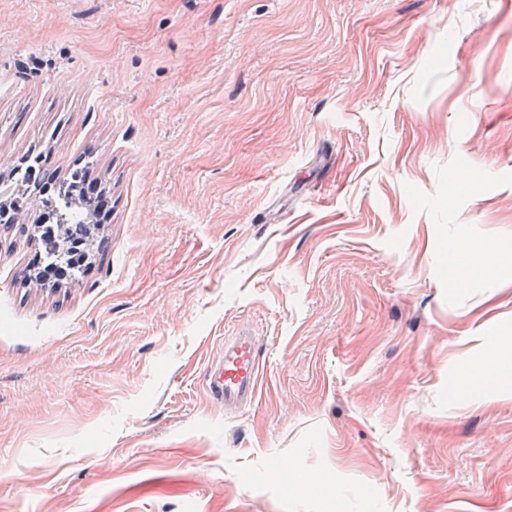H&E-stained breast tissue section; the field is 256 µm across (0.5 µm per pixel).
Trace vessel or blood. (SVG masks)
Here are the masks:
<instances>
[{
    "label": "vessel or blood",
    "instance_id": "1",
    "mask_svg": "<svg viewBox=\"0 0 512 512\" xmlns=\"http://www.w3.org/2000/svg\"><path fill=\"white\" fill-rule=\"evenodd\" d=\"M260 344L256 336L241 331L225 338L221 356L211 365L207 392L211 400L228 409L254 402L263 388Z\"/></svg>",
    "mask_w": 512,
    "mask_h": 512
}]
</instances>
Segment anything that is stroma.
I'll use <instances>...</instances> for the list:
<instances>
[{
  "label": "stroma",
  "mask_w": 512,
  "mask_h": 512,
  "mask_svg": "<svg viewBox=\"0 0 512 512\" xmlns=\"http://www.w3.org/2000/svg\"><path fill=\"white\" fill-rule=\"evenodd\" d=\"M83 167L92 267L0 225V512H512V0H0V190ZM260 339L235 413L205 374ZM89 254L84 242L72 243L70 262L66 266L45 265L36 259L34 262V281L38 284L53 281L60 284L75 269L88 265ZM464 389L478 387L492 396L512 387V339H502L483 360L472 364L461 376Z\"/></svg>",
  "instance_id": "35a3bbf8"
}]
</instances>
